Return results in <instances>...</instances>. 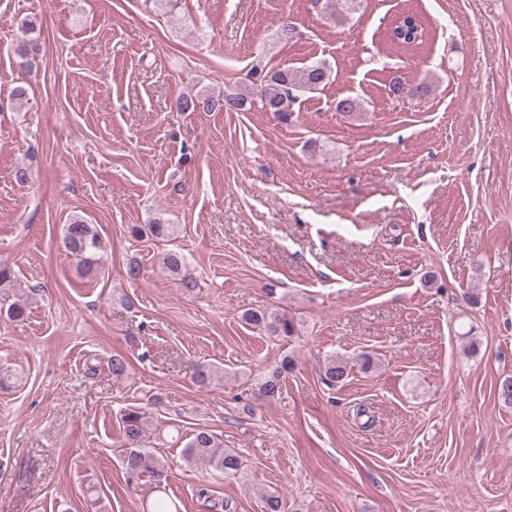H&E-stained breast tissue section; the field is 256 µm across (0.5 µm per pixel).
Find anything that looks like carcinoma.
Here are the masks:
<instances>
[{
	"instance_id": "cac0c4a2",
	"label": "carcinoma",
	"mask_w": 512,
	"mask_h": 512,
	"mask_svg": "<svg viewBox=\"0 0 512 512\" xmlns=\"http://www.w3.org/2000/svg\"><path fill=\"white\" fill-rule=\"evenodd\" d=\"M359 0H326V9L330 11L331 18L338 24L348 20V16L356 10ZM404 21L410 23L408 32H402L401 24H396L391 30V39L401 45H410L422 36V28L418 18L409 14ZM24 32L30 35L19 49L23 59L22 67L31 66V60L40 52L39 38L33 36L36 24L25 20L21 24ZM330 69L324 62L311 64L300 70L281 69L268 72L261 80L260 89L254 92L261 107L269 108L275 112L282 122L289 121L294 112V106L300 98L318 91L326 84ZM249 103V96L242 93H229L224 96H206L196 99H183L178 102L180 111L216 112L236 109L241 111ZM174 234L171 224H133L129 226L131 238L139 241L151 236L164 239ZM64 242L69 253L75 258L80 273L84 276H96L103 268V247L97 233L91 225L80 219L64 225ZM162 264L172 276L180 277L182 287L191 291L196 287L194 281L182 276L185 257L176 251L164 254ZM242 320L259 333L279 338L289 339L297 335V325L293 318L286 314L268 308L248 310L242 315ZM292 366V359L285 357L280 364L270 369L258 383V394L267 399H273L281 393L282 377ZM348 362L329 356L324 361L323 381L331 388L344 385L351 370ZM223 377V370L210 364H197L194 367L193 378L206 386L212 381ZM120 430L122 433V448L120 450L121 462L128 486L139 487L144 483L151 484L150 490L160 494L149 512H181L180 506L170 497H163L166 493L169 467L166 460L153 452L157 440L161 439L160 428L153 424L147 411L141 407L130 406L125 408L120 416ZM182 458L188 463L202 462L206 464L215 475L228 478L238 475L241 462L238 455L229 449L223 448V442L208 429L198 430L185 442Z\"/></svg>"
}]
</instances>
